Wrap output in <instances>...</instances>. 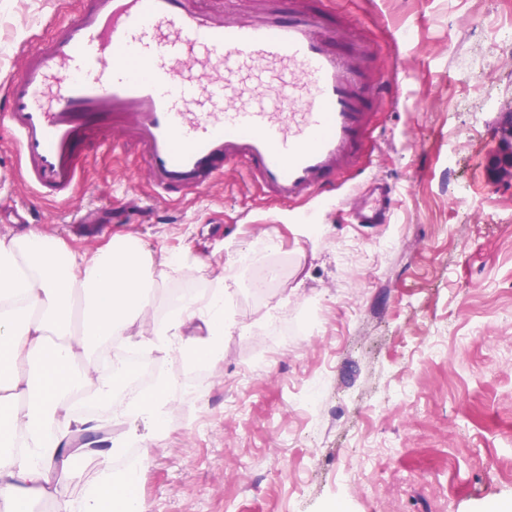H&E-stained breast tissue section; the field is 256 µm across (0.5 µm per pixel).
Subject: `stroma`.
<instances>
[{
  "label": "stroma",
  "instance_id": "stroma-1",
  "mask_svg": "<svg viewBox=\"0 0 512 512\" xmlns=\"http://www.w3.org/2000/svg\"><path fill=\"white\" fill-rule=\"evenodd\" d=\"M74 7L0 0V85ZM335 13L393 92L371 164L326 203L272 202L240 168L166 202L122 146L87 157L70 200L42 201L0 131L1 233L33 229L89 253L133 238L184 257L138 331L181 289L202 304L221 284L234 292L236 326L202 379L196 421L172 396L166 432L143 451L129 491L150 512H492L512 500V186L490 172L494 129L512 109V49L497 40L512 0H335ZM372 181L390 186L393 223H341ZM391 238L398 247L383 250ZM272 263L285 278L255 295L253 270ZM408 378L418 392L382 406ZM315 382L311 410L302 394ZM70 467L52 471L37 512L79 507L104 478L90 453ZM347 469L360 479L343 480Z\"/></svg>",
  "mask_w": 512,
  "mask_h": 512
}]
</instances>
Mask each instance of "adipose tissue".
I'll use <instances>...</instances> for the list:
<instances>
[{"label":"adipose tissue","mask_w":512,"mask_h":512,"mask_svg":"<svg viewBox=\"0 0 512 512\" xmlns=\"http://www.w3.org/2000/svg\"><path fill=\"white\" fill-rule=\"evenodd\" d=\"M178 257L153 253L121 239L87 255L36 231L0 234V506L30 512L31 493H47L54 462L69 461L72 438L96 431L74 402L109 394L115 374L99 370L91 346L120 341L142 350L188 355L207 366L224 358L232 326L227 289L205 305L183 298L150 334L134 327L150 307L155 286ZM171 384L116 403V413L140 420L143 430L107 440L97 454L109 464L135 440L149 445L162 432ZM80 512H148L122 484L105 482Z\"/></svg>","instance_id":"obj_1"}]
</instances>
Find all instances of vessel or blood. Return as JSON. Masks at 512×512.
<instances>
[{
  "label": "vessel or blood",
  "instance_id": "b4317fda",
  "mask_svg": "<svg viewBox=\"0 0 512 512\" xmlns=\"http://www.w3.org/2000/svg\"><path fill=\"white\" fill-rule=\"evenodd\" d=\"M353 33L305 0H262L252 19L202 0H79L0 89V128L42 198H69L87 153L119 138L164 198L240 167L271 201L317 200L385 134L372 102L387 79L364 70V46L340 52ZM388 208L377 188L353 219Z\"/></svg>",
  "mask_w": 512,
  "mask_h": 512
}]
</instances>
